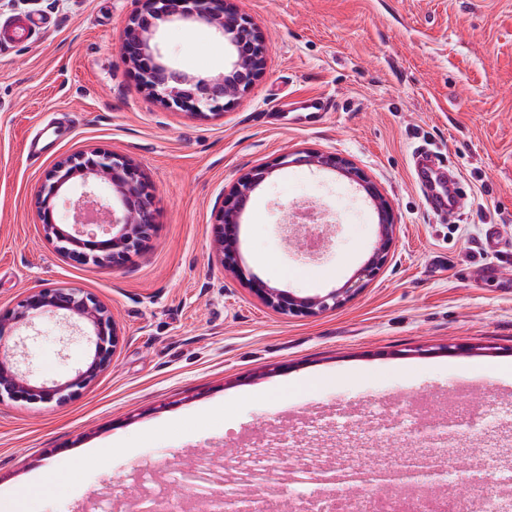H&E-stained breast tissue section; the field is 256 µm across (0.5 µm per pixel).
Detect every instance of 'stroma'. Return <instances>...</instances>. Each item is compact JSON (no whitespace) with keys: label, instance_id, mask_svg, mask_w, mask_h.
<instances>
[{"label":"stroma","instance_id":"35a3bbf8","mask_svg":"<svg viewBox=\"0 0 512 512\" xmlns=\"http://www.w3.org/2000/svg\"><path fill=\"white\" fill-rule=\"evenodd\" d=\"M267 42L264 75L222 115L164 105L120 53L142 0H0V20L47 15L32 45L0 46V316L30 291L79 288L113 312L122 337L110 365L65 403L0 401V491L17 512H84L127 497L149 470L226 465L237 443L269 427L292 431L293 458L266 483L281 498L293 466L335 467L338 439L311 421L340 422L393 405L465 421L490 409L488 438L512 449V0H232ZM164 55L191 74L222 70L225 44L200 24L160 30ZM322 95L331 108L305 126L275 121L282 102ZM56 139L40 159L30 136ZM434 144L467 188L439 220L414 184L410 158ZM98 148L131 159L157 208L151 239L123 265H82L45 237L37 194L61 158ZM297 150L350 158L392 205L396 235L379 272L344 305L316 316L267 308L225 270L213 246L224 194L256 167L270 172L240 223L243 265L302 295L342 287L377 241L376 213L348 179L280 165ZM331 209L326 252L299 253L292 207ZM498 252L484 246L489 225ZM472 346L469 354L459 353ZM89 350L46 323L27 353L36 377L63 380ZM95 450V463L77 460ZM57 473L37 483L47 462Z\"/></svg>","mask_w":512,"mask_h":512}]
</instances>
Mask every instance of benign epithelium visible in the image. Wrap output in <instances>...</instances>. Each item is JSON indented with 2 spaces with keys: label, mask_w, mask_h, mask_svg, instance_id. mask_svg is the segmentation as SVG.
I'll list each match as a JSON object with an SVG mask.
<instances>
[{
  "label": "benign epithelium",
  "mask_w": 512,
  "mask_h": 512,
  "mask_svg": "<svg viewBox=\"0 0 512 512\" xmlns=\"http://www.w3.org/2000/svg\"><path fill=\"white\" fill-rule=\"evenodd\" d=\"M170 22L199 23L207 26L229 46V61L224 70L195 76L164 59L159 45V28ZM121 52L138 72L140 82L168 105L186 108L196 115L222 111L244 95L265 69L267 44L257 28L239 14L227 0H142V8L125 26ZM283 165H306L337 172L355 182L375 206L378 240L363 266L356 273L360 281L372 276L382 265L396 227L393 209L381 201L378 189L362 176L347 158L335 154L283 157ZM265 168L255 169L233 185L216 225L215 250L224 268L242 279L239 265L238 224L251 194L267 177ZM81 179L83 191L69 196V183ZM112 186L120 201L114 208L110 200L98 195L97 180ZM72 211L73 225L63 230L54 218L57 201ZM43 228L56 242L58 251L77 262L116 266L151 236L157 211L134 164L116 154L91 149L58 161L46 175L38 196ZM252 290L273 311L283 315L314 316L349 300L357 289H333L325 295L300 296L289 290L252 283ZM58 317L65 327L89 338L92 352L74 375L65 381L38 380L26 361L27 342L32 334H17L12 344L5 337L15 330L35 329V320ZM119 328L112 312L93 295L78 288H43L31 292L12 313L0 318V401L9 399L30 404H60L93 382L108 366L119 341ZM461 424L439 421L419 433L435 447H446L459 433ZM369 480L387 485L396 480L417 485L426 494L442 490V472L424 458L410 457L396 472L375 471Z\"/></svg>",
  "instance_id": "benign-epithelium-1"
}]
</instances>
